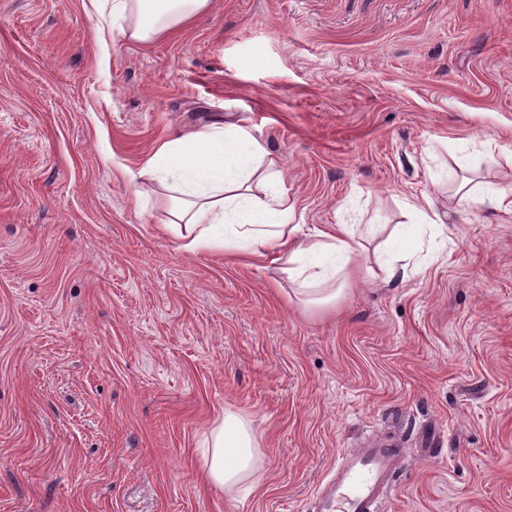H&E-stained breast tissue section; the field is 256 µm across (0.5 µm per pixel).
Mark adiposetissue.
Listing matches in <instances>:
<instances>
[{"mask_svg":"<svg viewBox=\"0 0 512 512\" xmlns=\"http://www.w3.org/2000/svg\"><path fill=\"white\" fill-rule=\"evenodd\" d=\"M209 0H112L122 34L149 42L183 29ZM165 191L171 220L165 229L185 252L220 251L239 258L270 259L290 282L314 287L307 304L329 308L360 269L364 237L353 225L299 235L288 224V198L272 190L282 172L265 146L241 126L210 124L168 134L140 170ZM205 474L234 494L255 477L260 443L251 421L225 412L205 440Z\"/></svg>","mask_w":512,"mask_h":512,"instance_id":"ef3b65f1","label":"adipose tissue"}]
</instances>
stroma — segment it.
I'll return each instance as SVG.
<instances>
[{
	"label": "stroma",
	"instance_id": "stroma-1",
	"mask_svg": "<svg viewBox=\"0 0 512 512\" xmlns=\"http://www.w3.org/2000/svg\"><path fill=\"white\" fill-rule=\"evenodd\" d=\"M88 0H0V512H318L343 455L405 451L381 512H512V0H211L148 43ZM248 128L303 232L406 275L334 308L191 254L137 173L166 132ZM248 416L261 483L202 441ZM205 474L216 488L233 495L260 467V443L252 422L236 412L225 411L205 440Z\"/></svg>",
	"mask_w": 512,
	"mask_h": 512
}]
</instances>
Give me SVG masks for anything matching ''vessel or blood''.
I'll return each instance as SVG.
<instances>
[{"label":"vessel or blood","instance_id":"1","mask_svg":"<svg viewBox=\"0 0 512 512\" xmlns=\"http://www.w3.org/2000/svg\"><path fill=\"white\" fill-rule=\"evenodd\" d=\"M400 451L375 442L349 454L332 478V489L320 499L321 512H377L393 485Z\"/></svg>","mask_w":512,"mask_h":512}]
</instances>
